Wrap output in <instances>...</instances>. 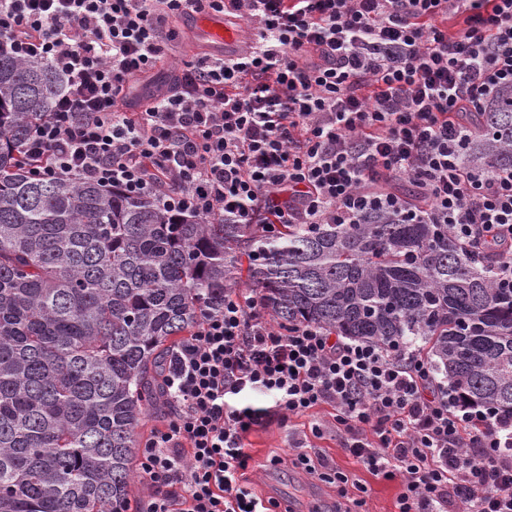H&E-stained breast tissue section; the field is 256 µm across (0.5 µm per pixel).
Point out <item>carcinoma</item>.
Segmentation results:
<instances>
[{
	"mask_svg": "<svg viewBox=\"0 0 512 512\" xmlns=\"http://www.w3.org/2000/svg\"><path fill=\"white\" fill-rule=\"evenodd\" d=\"M61 82L0 41V512H128L137 429L177 337L246 287L278 328L408 344L448 392L512 417V288L446 224H226L68 177L20 145ZM474 166L512 165V90Z\"/></svg>",
	"mask_w": 512,
	"mask_h": 512,
	"instance_id": "cac0c4a2",
	"label": "carcinoma"
}]
</instances>
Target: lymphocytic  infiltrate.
<instances>
[{"instance_id":"obj_1","label":"lymphocytic infiltrate","mask_w":512,"mask_h":512,"mask_svg":"<svg viewBox=\"0 0 512 512\" xmlns=\"http://www.w3.org/2000/svg\"><path fill=\"white\" fill-rule=\"evenodd\" d=\"M205 8L259 23L261 45L186 65L131 103L124 88L176 39L169 21ZM1 39L64 80L23 145L36 178L234 224H445L512 288V167L465 162L473 116L512 88V0H0ZM164 385L176 412L137 459L148 512H274L247 482L244 441L271 413L325 407L311 435L336 432L399 481L397 512H512V418L452 401L410 352L278 329L236 291L177 348ZM252 392L272 407L238 406Z\"/></svg>"}]
</instances>
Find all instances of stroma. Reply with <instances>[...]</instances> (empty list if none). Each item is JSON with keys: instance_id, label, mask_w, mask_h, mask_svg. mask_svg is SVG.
I'll use <instances>...</instances> for the list:
<instances>
[{"instance_id": "1", "label": "stroma", "mask_w": 512, "mask_h": 512, "mask_svg": "<svg viewBox=\"0 0 512 512\" xmlns=\"http://www.w3.org/2000/svg\"><path fill=\"white\" fill-rule=\"evenodd\" d=\"M178 37L164 63L146 78L138 80L132 97L144 99L155 93L167 77L186 63L201 55L209 54V41L195 23L194 15H184L173 23ZM308 420L294 417L284 421L271 418L264 427L251 434L248 450L256 463L250 473L255 489L264 497H271V483L288 488L289 493L280 497L282 507H294L299 500H306L313 512H334L336 507L349 512H396V501L401 491L399 481L376 478L360 462L343 452L335 433L311 439L307 454L310 458H327L336 463L348 476L346 496H339L336 489L311 479L301 468L289 461L290 444L299 432L306 430ZM367 486L366 496H359L358 486Z\"/></svg>"}]
</instances>
